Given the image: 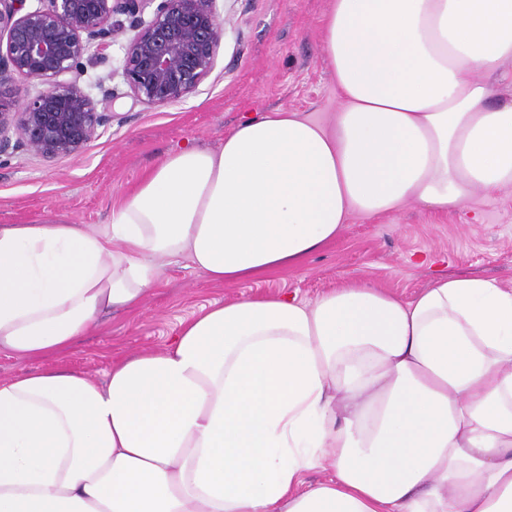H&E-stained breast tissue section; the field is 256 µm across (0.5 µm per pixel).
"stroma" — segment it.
I'll return each instance as SVG.
<instances>
[{
  "label": "stroma",
  "instance_id": "35a3bbf8",
  "mask_svg": "<svg viewBox=\"0 0 512 512\" xmlns=\"http://www.w3.org/2000/svg\"><path fill=\"white\" fill-rule=\"evenodd\" d=\"M329 0H218L224 40L213 72L195 93L161 107L135 102L114 70L120 44L87 67L118 94L114 116L83 153L46 161L20 152L0 158V224L51 213L99 230L114 203L167 152L213 149L245 115L288 108L327 119L339 101L320 50ZM440 273L477 274L512 287V187L479 193L457 210L428 214L414 204L374 218L352 215L336 241L285 274L224 286L187 259L167 264L139 313L103 317L72 349L49 359L0 352V381L64 368L104 382L112 360L163 349L201 305L288 293L315 300L362 278L408 297Z\"/></svg>",
  "mask_w": 512,
  "mask_h": 512
}]
</instances>
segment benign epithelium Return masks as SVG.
Masks as SVG:
<instances>
[{"label": "benign epithelium", "instance_id": "benign-epithelium-1", "mask_svg": "<svg viewBox=\"0 0 512 512\" xmlns=\"http://www.w3.org/2000/svg\"><path fill=\"white\" fill-rule=\"evenodd\" d=\"M0 0V156L45 160L77 156L112 119L113 89L81 78L93 56L123 39L120 75L128 95L148 107L179 102L214 70L223 24L217 0ZM151 11V18L144 13ZM43 87L21 94L16 80ZM101 98H96L92 90Z\"/></svg>", "mask_w": 512, "mask_h": 512}]
</instances>
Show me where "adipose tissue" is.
I'll list each match as a JSON object with an SVG mask.
<instances>
[{
    "instance_id": "obj_1",
    "label": "adipose tissue",
    "mask_w": 512,
    "mask_h": 512,
    "mask_svg": "<svg viewBox=\"0 0 512 512\" xmlns=\"http://www.w3.org/2000/svg\"><path fill=\"white\" fill-rule=\"evenodd\" d=\"M321 51L328 120L277 109L167 153L98 231L0 224V352L51 358L136 313L162 258L235 285L351 215L512 186V0H330ZM0 512H512V287L243 297L105 382H0Z\"/></svg>"
}]
</instances>
